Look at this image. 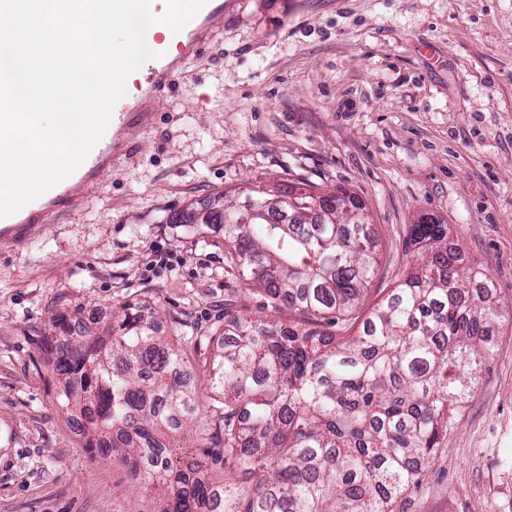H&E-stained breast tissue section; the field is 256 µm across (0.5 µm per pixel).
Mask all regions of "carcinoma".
Instances as JSON below:
<instances>
[{"mask_svg": "<svg viewBox=\"0 0 512 512\" xmlns=\"http://www.w3.org/2000/svg\"><path fill=\"white\" fill-rule=\"evenodd\" d=\"M268 191L215 195L203 218L182 210L170 224L224 233L248 284L266 306L299 311L288 326L224 304V331L207 381L221 398L223 465L256 477L234 486L203 462L173 461L166 437L195 413L192 376L179 349L157 335L153 309L125 305L103 336L74 313H57L33 339L53 360L55 398L77 413L92 454L112 458L162 496L158 512H394L446 447L459 421L466 371L492 346L497 308L488 273H460L448 225L426 218L407 246L428 261L408 272L355 336L343 329L377 265L359 198L339 187H290L301 217L247 223Z\"/></svg>", "mask_w": 512, "mask_h": 512, "instance_id": "cac0c4a2", "label": "carcinoma"}]
</instances>
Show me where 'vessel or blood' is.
<instances>
[{
    "label": "vessel or blood",
    "instance_id": "1",
    "mask_svg": "<svg viewBox=\"0 0 512 512\" xmlns=\"http://www.w3.org/2000/svg\"><path fill=\"white\" fill-rule=\"evenodd\" d=\"M225 0H207L206 5L180 32L165 31L154 37L157 59L144 63L136 79L142 108L115 107L101 139L82 162L75 176L49 188L20 211L0 218V241L23 243L38 224H56L82 204L102 169L130 159L145 133L151 131L154 115L150 105L163 96L184 72L189 61L201 56L213 41V22L222 17Z\"/></svg>",
    "mask_w": 512,
    "mask_h": 512
}]
</instances>
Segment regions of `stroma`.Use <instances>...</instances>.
<instances>
[{"label": "stroma", "instance_id": "stroma-1", "mask_svg": "<svg viewBox=\"0 0 512 512\" xmlns=\"http://www.w3.org/2000/svg\"><path fill=\"white\" fill-rule=\"evenodd\" d=\"M207 55L154 105L134 156L100 171L62 223L0 252V512H147L149 492L91 457L31 343L52 315L148 304L194 373L197 410L174 445L202 455L222 425L207 367L224 303L268 310L221 233L166 223L225 191L285 184L362 200L379 251L344 330L419 257L426 217L448 227L499 307L494 345L458 425L401 512H512V0H233Z\"/></svg>", "mask_w": 512, "mask_h": 512}]
</instances>
